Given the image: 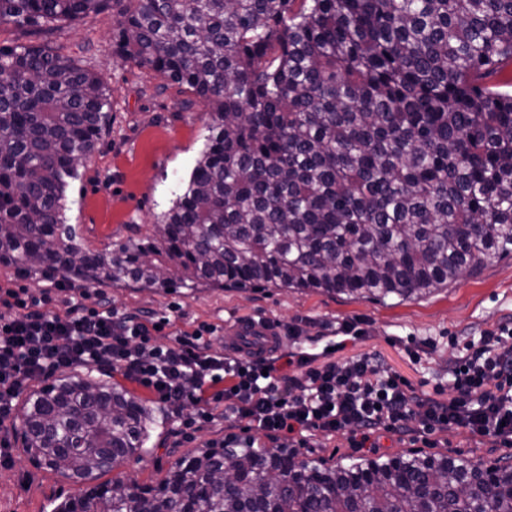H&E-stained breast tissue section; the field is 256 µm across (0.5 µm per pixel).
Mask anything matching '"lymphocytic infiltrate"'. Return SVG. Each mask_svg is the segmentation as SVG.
Returning <instances> with one entry per match:
<instances>
[{
    "mask_svg": "<svg viewBox=\"0 0 512 512\" xmlns=\"http://www.w3.org/2000/svg\"><path fill=\"white\" fill-rule=\"evenodd\" d=\"M85 288L59 280L40 295L0 287V423L36 377L78 367L117 369L148 389L171 421L193 408V425L216 416L257 432L348 435L351 447H378L384 434L433 448L461 430L494 448L512 447V321L458 348L447 383L417 390L376 353L336 358L308 352L288 331L285 362L214 349L215 325L167 330L165 321L83 304ZM168 341L157 344L159 333Z\"/></svg>",
    "mask_w": 512,
    "mask_h": 512,
    "instance_id": "1",
    "label": "lymphocytic infiltrate"
}]
</instances>
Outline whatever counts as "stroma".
Wrapping results in <instances>:
<instances>
[{
	"label": "stroma",
	"mask_w": 512,
	"mask_h": 512,
	"mask_svg": "<svg viewBox=\"0 0 512 512\" xmlns=\"http://www.w3.org/2000/svg\"><path fill=\"white\" fill-rule=\"evenodd\" d=\"M116 30V15L101 13L65 24L57 35L69 56L104 77L112 96L110 133L80 166L79 179L67 191V221L82 226L94 249L148 233L184 189L208 134L203 103L189 102L187 93L154 72L120 61ZM86 303L105 304L121 314L167 318L173 328L182 330L207 322L218 328L212 339L216 346L235 325L258 317L282 332L304 324L311 337L319 336L323 325L361 319L367 323L368 337L347 342L345 355L378 352L416 388L429 391L447 380L458 343L479 339L481 332L512 320V257L490 262L477 275L414 300L379 302L272 286L165 292L130 285L89 288ZM410 336L435 342L416 363L401 347ZM229 431L221 418L179 433L156 430L148 452L139 461L114 469L110 477L141 483L159 480L178 456L222 441ZM440 450L476 465L512 455L508 448L476 445L460 430L442 435ZM78 491V484L31 463L21 446H14L11 462L0 464V512H51L53 505Z\"/></svg>",
	"instance_id": "1"
}]
</instances>
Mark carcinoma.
<instances>
[{
	"instance_id": "obj_1",
	"label": "carcinoma",
	"mask_w": 512,
	"mask_h": 512,
	"mask_svg": "<svg viewBox=\"0 0 512 512\" xmlns=\"http://www.w3.org/2000/svg\"><path fill=\"white\" fill-rule=\"evenodd\" d=\"M112 10L117 55L186 87L208 135L151 234L93 250L67 190L110 128L104 78L50 36ZM0 263L90 286L422 298L512 255V0H0ZM24 453L84 489L56 512H512V462H298L251 439L140 459L165 414L87 368L27 393Z\"/></svg>"
}]
</instances>
